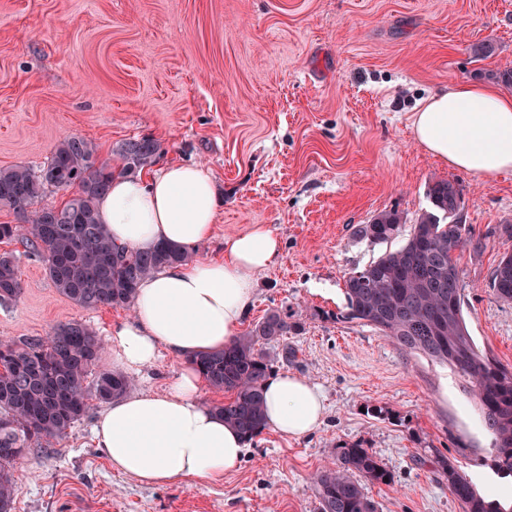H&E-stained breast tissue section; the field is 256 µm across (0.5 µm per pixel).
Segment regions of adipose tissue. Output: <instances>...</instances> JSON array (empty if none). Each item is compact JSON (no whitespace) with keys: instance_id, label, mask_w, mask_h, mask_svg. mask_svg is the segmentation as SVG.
Masks as SVG:
<instances>
[{"instance_id":"obj_1","label":"adipose tissue","mask_w":512,"mask_h":512,"mask_svg":"<svg viewBox=\"0 0 512 512\" xmlns=\"http://www.w3.org/2000/svg\"><path fill=\"white\" fill-rule=\"evenodd\" d=\"M417 142L449 166L493 177L512 170V94L482 83H455L424 99L412 117ZM210 171L170 163L160 172L118 177L98 210L115 244L129 249L164 242L187 248L209 240L218 211ZM280 239L263 224L225 236L224 256L175 264L143 279L131 322L112 328L117 366H153L160 350L191 358L238 337L257 277L281 259ZM202 375L182 368L159 393L113 400L99 417L96 440L113 469L147 485L219 480L239 463L246 439L199 400ZM265 425L283 438L317 429L324 400L296 375H271L264 386Z\"/></svg>"}]
</instances>
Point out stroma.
<instances>
[{"label": "stroma", "instance_id": "1", "mask_svg": "<svg viewBox=\"0 0 512 512\" xmlns=\"http://www.w3.org/2000/svg\"><path fill=\"white\" fill-rule=\"evenodd\" d=\"M482 42L491 57H474ZM510 66L512 0H0V168L40 169L72 134L102 161L149 135L161 145L156 168L208 167L220 205L194 257L223 256L225 236L254 224L281 238L242 327L271 309L302 311L303 330L266 351L274 371L317 385L326 407L307 437L263 430L221 480L146 486L112 470L94 404L65 437L13 462V512H315L313 474L352 443L391 474L365 487L380 512H461L440 468L448 457L481 495L511 498L512 476H494L491 436L453 368L338 318L346 276L399 247L363 240L357 226L393 208L413 221L429 183L452 177L463 223L487 238L459 259L463 315L477 347L512 367V303L488 288L512 239L486 235L512 222V173L450 167L411 127L430 93ZM5 251L23 290L0 304V340L71 319L105 340L131 320L126 307L74 305L21 243Z\"/></svg>", "mask_w": 512, "mask_h": 512}]
</instances>
